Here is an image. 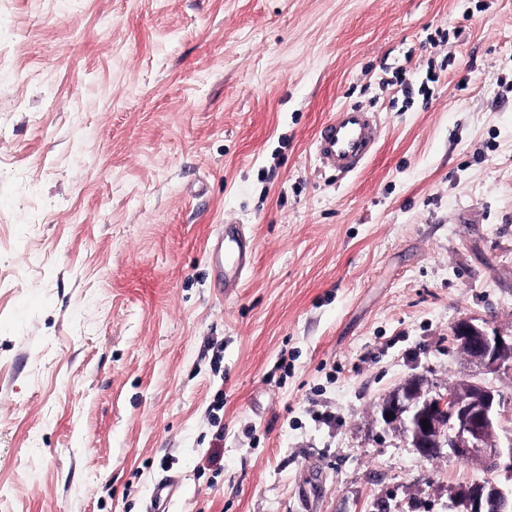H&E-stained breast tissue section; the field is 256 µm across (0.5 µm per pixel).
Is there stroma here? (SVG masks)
I'll return each instance as SVG.
<instances>
[{
  "label": "stroma",
  "mask_w": 512,
  "mask_h": 512,
  "mask_svg": "<svg viewBox=\"0 0 512 512\" xmlns=\"http://www.w3.org/2000/svg\"><path fill=\"white\" fill-rule=\"evenodd\" d=\"M463 317L512 331V0H0V512H455L376 405ZM380 134L376 113L345 107L320 126L313 143L314 153L323 167L354 173L374 154ZM254 253V241L241 224H224V237L209 253L215 281L224 288H238L248 271Z\"/></svg>",
  "instance_id": "obj_1"
}]
</instances>
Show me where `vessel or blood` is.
<instances>
[{
  "label": "vessel or blood",
  "mask_w": 512,
  "mask_h": 512,
  "mask_svg": "<svg viewBox=\"0 0 512 512\" xmlns=\"http://www.w3.org/2000/svg\"><path fill=\"white\" fill-rule=\"evenodd\" d=\"M381 134L376 113L360 107H346L323 123L314 139L317 160L324 167L349 174L357 172L374 154ZM254 253V241L243 225L228 224L224 236L209 253L216 282L239 287Z\"/></svg>",
  "instance_id": "obj_1"
}]
</instances>
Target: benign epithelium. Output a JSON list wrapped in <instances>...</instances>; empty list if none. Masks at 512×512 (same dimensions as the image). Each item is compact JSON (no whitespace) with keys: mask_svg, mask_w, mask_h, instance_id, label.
Returning a JSON list of instances; mask_svg holds the SVG:
<instances>
[{"mask_svg":"<svg viewBox=\"0 0 512 512\" xmlns=\"http://www.w3.org/2000/svg\"><path fill=\"white\" fill-rule=\"evenodd\" d=\"M452 338L469 363L491 374L512 373V333L463 317L454 324ZM378 413L424 458L443 453L512 479V398L490 383L464 375L441 393L414 376L381 399ZM453 507L457 512H512V485L461 486Z\"/></svg>","mask_w":512,"mask_h":512,"instance_id":"benign-epithelium-1","label":"benign epithelium"}]
</instances>
